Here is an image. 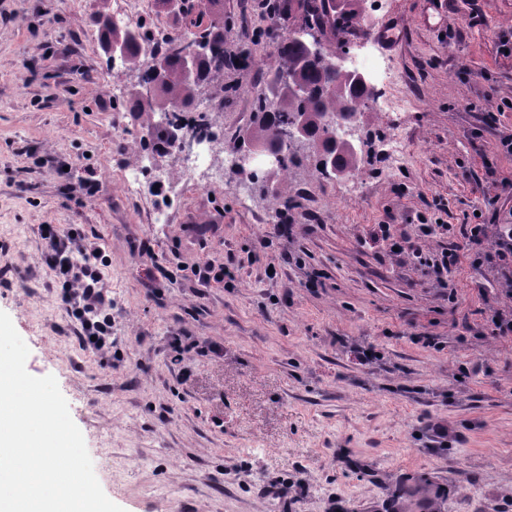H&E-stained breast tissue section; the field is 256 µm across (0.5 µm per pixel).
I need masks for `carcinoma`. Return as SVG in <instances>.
I'll use <instances>...</instances> for the list:
<instances>
[{
  "label": "carcinoma",
  "instance_id": "cac0c4a2",
  "mask_svg": "<svg viewBox=\"0 0 512 512\" xmlns=\"http://www.w3.org/2000/svg\"><path fill=\"white\" fill-rule=\"evenodd\" d=\"M179 20V29L162 42L164 50L150 53L142 80L150 96L135 93L128 103L132 112H160L164 115L150 142L141 144L149 153L170 152L181 147L179 135L212 141L217 138L210 113L197 110V102L207 100L213 108H224V0H161ZM359 0H264V18L276 28L263 35L275 43L274 85L281 86L275 99L255 98L256 123L242 137L240 152L254 154L277 148L284 154L279 170L288 173L302 165L298 146L281 139L287 126L303 123V144L315 149L316 171L325 177L355 168V147L344 139L340 123L349 122L368 108L373 92L357 84L327 61L344 50L332 40L336 34L358 25L362 14ZM112 45L120 48L124 65H141L144 27L118 28L106 24ZM306 27L323 40L324 54L309 55L297 30ZM191 38L196 42V75L184 77L176 44Z\"/></svg>",
  "mask_w": 512,
  "mask_h": 512
}]
</instances>
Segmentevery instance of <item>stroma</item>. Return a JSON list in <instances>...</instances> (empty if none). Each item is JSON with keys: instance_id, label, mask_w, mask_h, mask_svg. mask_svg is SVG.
<instances>
[{"instance_id": "obj_1", "label": "stroma", "mask_w": 512, "mask_h": 512, "mask_svg": "<svg viewBox=\"0 0 512 512\" xmlns=\"http://www.w3.org/2000/svg\"><path fill=\"white\" fill-rule=\"evenodd\" d=\"M113 5L0 0V311L29 348L28 373L56 378L106 496L124 512H425L422 484L453 480L463 490L441 512H512V342L491 334L498 298L479 294L468 261L446 290L376 237L386 224L435 253L453 240L416 239L420 221L512 215V155L499 147L512 133V0H361L349 54L376 53L395 79L358 118L356 170L267 167L266 192L246 202L235 188L249 170L196 185L179 155L141 152L156 118L112 100L113 82L135 89L143 74L106 64ZM262 16L260 0H224L226 45L247 51ZM224 88L215 119L234 153L254 99L272 92L266 59L225 70ZM385 99L401 110L380 111ZM144 162L168 173L166 197L125 194L123 171ZM157 210L166 223H152ZM45 224L77 228L108 257L106 354L81 345L43 259ZM277 224L288 236H273ZM210 260L230 262L223 284L163 275ZM184 335L208 348L177 362ZM354 343L379 360L360 363ZM436 422L460 441L436 445Z\"/></svg>"}]
</instances>
